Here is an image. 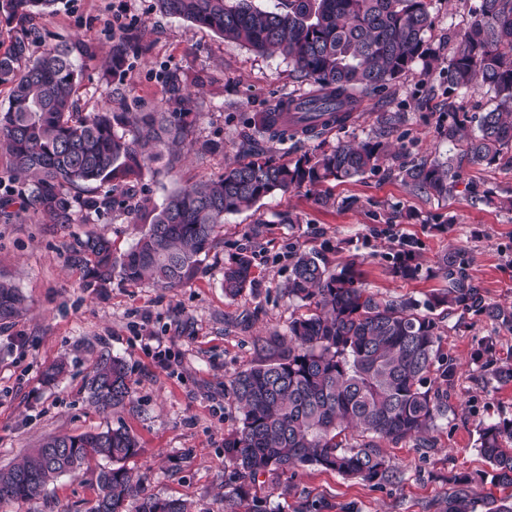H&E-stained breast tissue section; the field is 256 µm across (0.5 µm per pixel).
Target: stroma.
Listing matches in <instances>:
<instances>
[{
    "label": "stroma",
    "mask_w": 512,
    "mask_h": 512,
    "mask_svg": "<svg viewBox=\"0 0 512 512\" xmlns=\"http://www.w3.org/2000/svg\"><path fill=\"white\" fill-rule=\"evenodd\" d=\"M477 0H429L434 24L426 41L440 60L451 57L457 34L469 24ZM138 22L151 45L149 54L130 60L111 74L105 60L112 38ZM46 42L78 38L92 44L95 57L83 72L82 96L89 107L103 104L106 90L123 85L146 108L162 98L154 78L157 63L201 76L192 86L203 101L193 133L217 143L214 154L189 153L179 174L147 171L145 195L155 201L179 184L219 175L226 163L244 154L248 118L273 100L307 92L290 60L260 55L214 31L159 12L156 0H59L54 13L36 20ZM467 112L492 107L488 96L449 87L445 74L412 72L384 93L365 98L350 122L320 141L271 142L272 156L291 159L316 143L334 146L378 135L386 117L400 120L387 140L395 156L357 179L331 181L317 191L276 193L251 210L225 216L215 247L197 275L179 288L113 282L104 293L82 283L63 253L73 236L93 231L110 238L118 252L133 243L136 215L117 210L70 224H48L16 212L0 223V275L10 277L28 299L14 323L0 325V468L12 464L50 434H80L123 427L140 444L125 466L140 479L144 493L186 501L192 512H230L234 465L224 454V439L241 417L229 395L236 374L256 362L272 335L284 336L305 308L288 296V253L301 247L318 252L329 268L358 257L362 278L372 291L389 297L425 301L444 280L435 261L448 247L470 249V273L490 302L512 307V213L459 195L447 200L412 191L399 169L432 152L447 153L448 108ZM463 177L497 196L512 189V151L490 167L467 165ZM333 206L317 204L318 194ZM298 223L284 224L283 214ZM408 240L419 262L410 280L390 273L391 256ZM258 254L255 279L235 297L225 295L222 269L240 249ZM440 349L456 364L446 419L429 442L382 443L393 477L374 485L319 467L298 469L289 480L259 477L252 489L274 512H296L315 502L321 512H444L458 486L453 477H472L466 492L474 512H488L489 498L512 496L484 481L488 465L477 447L481 425L512 419V383L497 382L475 361L483 341L495 345L497 360H512V332L485 317L440 313ZM122 358L128 367L134 401L105 412L87 399L84 383L99 353ZM62 360L65 375L48 384L42 372ZM105 465L95 459L79 474L51 484L45 495L26 502L0 503V512H90L97 475Z\"/></svg>",
    "instance_id": "1"
}]
</instances>
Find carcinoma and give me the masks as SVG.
<instances>
[{
	"label": "carcinoma",
	"instance_id": "1",
	"mask_svg": "<svg viewBox=\"0 0 512 512\" xmlns=\"http://www.w3.org/2000/svg\"><path fill=\"white\" fill-rule=\"evenodd\" d=\"M57 0H0V16L17 21L0 52V86L9 102L0 112L4 174L31 178L30 186L0 195V214L10 208L55 224L72 223L74 204L89 214L130 207L150 217L135 243L116 255L112 241L88 233L66 246L65 263L78 270L87 288L118 279L172 290L191 280L201 256L214 246L224 216L249 210L274 192L317 187L372 172L390 156V145L375 136L355 144L319 147L290 160L262 152L224 167L215 178L173 190L160 204L139 195L146 170L159 161L174 172L193 148L205 154L209 142L190 138L196 112H186L188 77L164 65L156 72L162 105L141 112L139 100L115 87L107 107L87 111L80 93L86 62L94 57L83 40L42 45L36 17L54 12ZM158 10L259 54L287 57L310 89L280 98L249 118L253 135L267 140L318 139L344 126L361 97L383 91L420 61L425 71L439 65L425 34L433 24L427 0H283V11L268 12L238 0H156ZM150 50L142 26H125L112 44L110 68L117 72L134 55ZM448 85L491 97L486 112L448 113V143L466 142L462 154L423 156L402 168V179L428 198L459 194L460 169L491 165L512 148V0H479L470 26L448 59ZM257 254L242 249L224 263V293L236 296L254 281ZM288 294L308 307L293 319L288 339H275L266 355L238 372L230 395L241 411L240 426L224 439V454L235 464L233 498L251 501L249 512H266L251 496L261 475L286 476L305 466L380 484L391 478L377 441L419 439L448 417V391L456 366L440 353L438 322L418 311L417 301L380 297L366 288L352 259L332 270L315 251L290 252ZM471 251L453 246L436 261L448 287L429 307L482 315L512 331V309L490 302L470 275ZM392 274L409 280L419 263L411 249L392 257ZM27 300L0 278V323L10 324ZM485 367L501 384L512 382V363L491 359ZM88 397L104 411L132 401L127 366L101 354L87 381ZM479 450L494 483L512 487V420L484 426ZM139 451L128 430L108 428L79 435L57 434L7 469H0V502L36 498L51 482L74 475L91 457L112 466L97 476L93 512H190L180 499L147 495L122 465Z\"/></svg>",
	"mask_w": 512,
	"mask_h": 512
}]
</instances>
